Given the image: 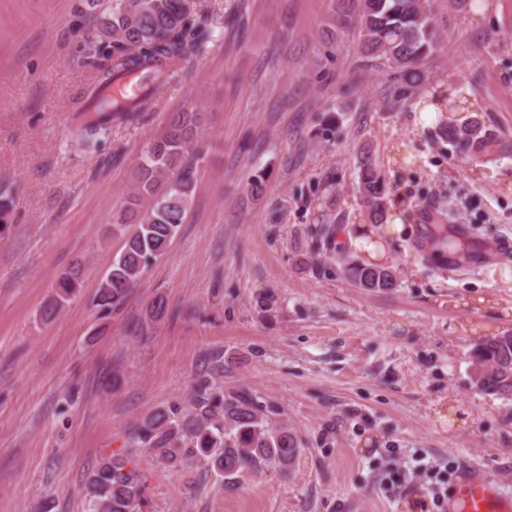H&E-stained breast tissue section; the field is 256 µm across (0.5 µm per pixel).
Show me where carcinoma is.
<instances>
[{
  "mask_svg": "<svg viewBox=\"0 0 512 512\" xmlns=\"http://www.w3.org/2000/svg\"><path fill=\"white\" fill-rule=\"evenodd\" d=\"M350 8L338 17L340 25L357 32L362 53L392 72L406 90L425 78V61L440 44L427 0H348ZM81 13L89 22L86 37L89 59L97 72V87L83 111L93 112L80 129L82 146L109 135L110 117L131 121L146 110L151 95L177 62L199 51L203 29L195 23L194 0H83ZM141 77L145 91L129 100L113 99L108 91L125 77ZM204 113L196 107L172 115L164 130L146 143L132 171L130 189L112 215V233L125 236L120 252L100 282L96 305L103 312L117 310L142 272L166 251L184 223L187 204L195 191L194 166L200 157L199 138ZM440 138L472 161L486 158L479 122L466 119L441 127ZM358 192L367 218L382 225L388 218V186L369 152L357 162ZM336 225L321 224L316 243L335 247ZM432 243L441 251L463 252L468 242L440 228ZM345 275L367 291L396 286L390 267L368 266L348 254L339 256ZM79 287V271L61 277L44 309L45 318L57 315ZM473 362L485 371L481 390L512 398V334L478 343ZM136 439L165 469H188L194 464L230 479L272 462L286 470L300 454L299 441L284 425H273L245 394L224 392L202 380L190 409L182 414L159 409L145 416ZM147 478L134 461L113 452L101 458L87 476V512H142L147 503Z\"/></svg>",
  "mask_w": 512,
  "mask_h": 512,
  "instance_id": "cac0c4a2",
  "label": "carcinoma"
}]
</instances>
